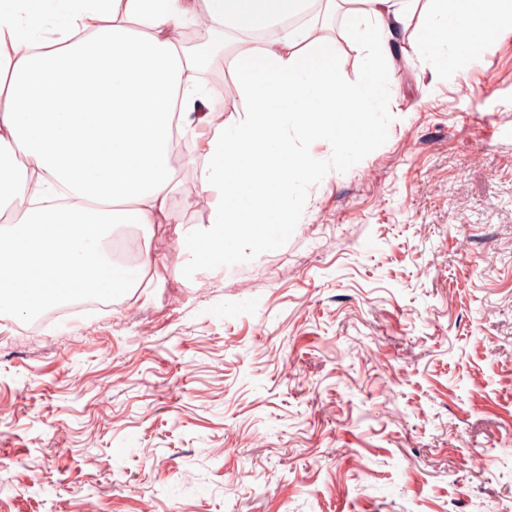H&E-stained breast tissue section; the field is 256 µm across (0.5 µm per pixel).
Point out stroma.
<instances>
[{
  "mask_svg": "<svg viewBox=\"0 0 512 512\" xmlns=\"http://www.w3.org/2000/svg\"><path fill=\"white\" fill-rule=\"evenodd\" d=\"M415 14L382 133L288 235L197 271L170 201L107 315L0 319V512H504L512 503V31L432 78ZM317 35L362 76L346 17ZM485 456L482 470L470 461Z\"/></svg>",
  "mask_w": 512,
  "mask_h": 512,
  "instance_id": "1",
  "label": "stroma"
}]
</instances>
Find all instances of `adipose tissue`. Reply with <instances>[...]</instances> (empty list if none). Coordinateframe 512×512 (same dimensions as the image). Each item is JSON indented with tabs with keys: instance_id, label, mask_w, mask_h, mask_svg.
<instances>
[{
	"instance_id": "adipose-tissue-1",
	"label": "adipose tissue",
	"mask_w": 512,
	"mask_h": 512,
	"mask_svg": "<svg viewBox=\"0 0 512 512\" xmlns=\"http://www.w3.org/2000/svg\"><path fill=\"white\" fill-rule=\"evenodd\" d=\"M353 37L367 45L363 77L342 83L309 27L285 26L308 0H0V318L35 316L91 287L110 262L114 225L153 235L177 223L169 202L174 138L196 139L206 88L198 58L178 46L190 26L239 37L244 115L199 146V194L217 192L191 257L232 264L237 240L287 220L315 168L296 141L375 134L382 80L417 12L414 51L432 70L472 58L512 28V0H352Z\"/></svg>"
}]
</instances>
